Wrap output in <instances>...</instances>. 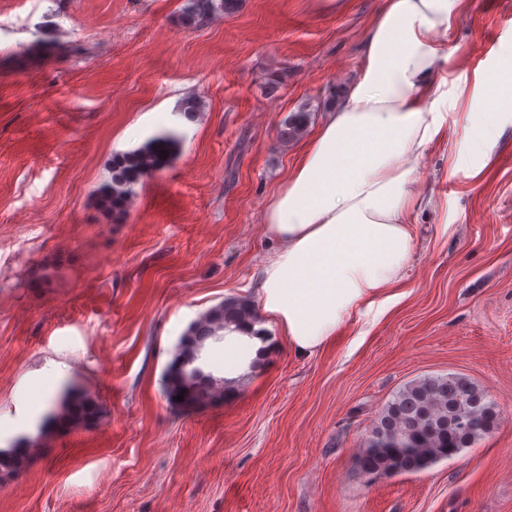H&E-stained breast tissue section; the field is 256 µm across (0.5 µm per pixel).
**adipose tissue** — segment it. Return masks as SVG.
I'll return each instance as SVG.
<instances>
[{"label":"adipose tissue","mask_w":512,"mask_h":512,"mask_svg":"<svg viewBox=\"0 0 512 512\" xmlns=\"http://www.w3.org/2000/svg\"><path fill=\"white\" fill-rule=\"evenodd\" d=\"M466 0H382L358 78L305 143L262 215L278 248L261 266L257 294L297 353L313 355L347 322L403 280L414 242L419 163L448 126V48ZM486 104L465 132L490 162L484 128L512 105L498 74L474 73ZM261 342L224 333V376L246 374Z\"/></svg>","instance_id":"1"}]
</instances>
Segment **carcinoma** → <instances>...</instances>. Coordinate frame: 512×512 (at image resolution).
<instances>
[{
    "label": "carcinoma",
    "mask_w": 512,
    "mask_h": 512,
    "mask_svg": "<svg viewBox=\"0 0 512 512\" xmlns=\"http://www.w3.org/2000/svg\"><path fill=\"white\" fill-rule=\"evenodd\" d=\"M239 0H184L181 20L192 27L216 15L233 13ZM309 111L292 113L279 130L288 141L300 136L307 126ZM167 130L143 146L112 157V176L99 190V202L115 214L126 211L135 187L165 162L160 157L177 140ZM261 319L255 304L247 298H228L194 321L182 335L178 352L166 373V396L178 407L206 404L229 392V381L217 376L202 350L210 339L221 338L233 326L250 336H268L256 328ZM183 395L184 400L174 397ZM60 411L46 422L59 419L79 423L93 414L94 398L69 386L59 401ZM498 421L493 402L472 383L459 376H429L400 389L382 408L371 436L359 456L361 471L376 481L397 474L422 471L458 454L489 433ZM26 454L24 448L0 449V478L17 472Z\"/></svg>",
    "instance_id": "obj_1"
}]
</instances>
